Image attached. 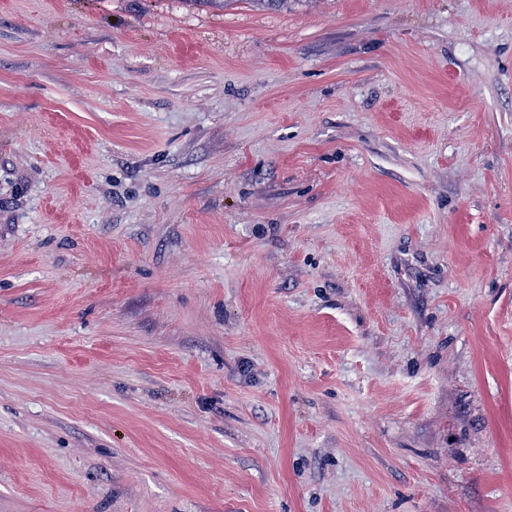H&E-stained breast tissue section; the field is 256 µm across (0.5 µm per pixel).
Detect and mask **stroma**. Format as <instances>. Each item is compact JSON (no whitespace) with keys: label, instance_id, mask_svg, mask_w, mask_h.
Here are the masks:
<instances>
[{"label":"stroma","instance_id":"stroma-1","mask_svg":"<svg viewBox=\"0 0 512 512\" xmlns=\"http://www.w3.org/2000/svg\"><path fill=\"white\" fill-rule=\"evenodd\" d=\"M0 512H512V0H0Z\"/></svg>","mask_w":512,"mask_h":512}]
</instances>
